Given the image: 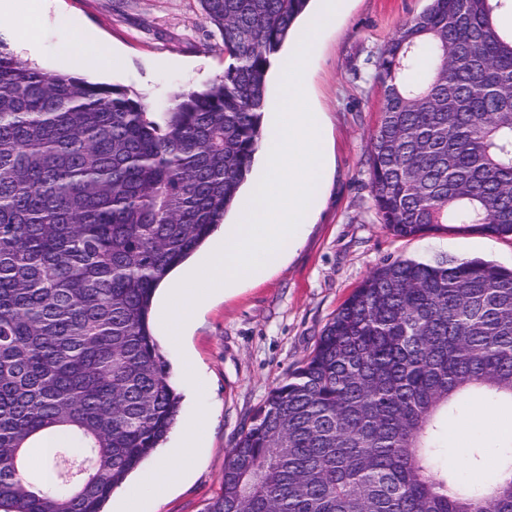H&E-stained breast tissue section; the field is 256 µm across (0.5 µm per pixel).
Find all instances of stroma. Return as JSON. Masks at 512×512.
I'll use <instances>...</instances> for the list:
<instances>
[{
	"instance_id": "obj_1",
	"label": "stroma",
	"mask_w": 512,
	"mask_h": 512,
	"mask_svg": "<svg viewBox=\"0 0 512 512\" xmlns=\"http://www.w3.org/2000/svg\"><path fill=\"white\" fill-rule=\"evenodd\" d=\"M429 0H346L335 22L322 27L306 63L311 111L320 113L330 167L319 208L304 244L258 281L217 295L182 337H163L181 414L167 440L146 460L175 459L180 432L207 415L186 478L162 501L143 499L141 512H203L220 490L227 454L247 431L253 412L272 388L312 351L324 326L383 261L402 257L483 258L512 268V240L483 233L431 232L397 237L380 224L367 172V138L383 97L372 74L384 44ZM96 42L71 52L79 30ZM27 33L0 21V44L23 61L50 72L72 73L125 87L163 118L173 97L203 91L224 74L218 32L201 17L199 0H46ZM512 447V408L470 399L448 420L439 465L467 472L472 453L495 467Z\"/></svg>"
}]
</instances>
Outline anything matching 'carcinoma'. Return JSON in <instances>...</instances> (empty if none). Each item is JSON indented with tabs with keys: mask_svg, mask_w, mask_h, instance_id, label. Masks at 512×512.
I'll return each mask as SVG.
<instances>
[{
	"mask_svg": "<svg viewBox=\"0 0 512 512\" xmlns=\"http://www.w3.org/2000/svg\"><path fill=\"white\" fill-rule=\"evenodd\" d=\"M224 75L157 121L118 85L0 47V512H104L176 424L156 288L233 210L271 59L308 0H199ZM512 0H431L381 51L371 192L398 237L512 239ZM512 405V269L385 261L268 394L204 512H512L435 463L455 404ZM49 440L51 475H26Z\"/></svg>",
	"mask_w": 512,
	"mask_h": 512,
	"instance_id": "obj_1",
	"label": "carcinoma"
}]
</instances>
